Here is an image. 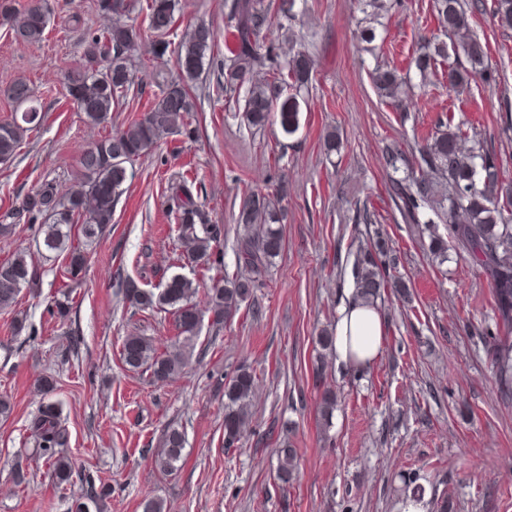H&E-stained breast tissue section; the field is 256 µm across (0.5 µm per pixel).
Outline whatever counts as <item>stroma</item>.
Instances as JSON below:
<instances>
[{
  "label": "stroma",
  "mask_w": 512,
  "mask_h": 512,
  "mask_svg": "<svg viewBox=\"0 0 512 512\" xmlns=\"http://www.w3.org/2000/svg\"><path fill=\"white\" fill-rule=\"evenodd\" d=\"M227 2L176 0L172 49L158 57L146 30L147 0H132L124 20L143 31L130 52L135 84L125 105L97 126L65 89V68L79 61L83 40L112 22L96 0H45L49 24L38 44L19 42L0 25V120L16 110L6 90L19 78L35 85L45 115L14 159L0 164V213L42 181L76 180L81 149L121 129L129 113L149 107L177 79L173 49L191 25L212 26L207 58L223 62ZM477 2L468 0L471 29L487 41L499 78L490 88L473 76L460 100L446 82L424 86L415 77L404 110L380 101L370 78L378 65L406 67L421 39L436 33L433 0H397L377 55L357 38V0H305L290 29L271 28L268 41L294 40L315 63L300 127L291 135L270 125L246 128L217 94L215 75L204 74L193 92L195 140L167 137L130 165L132 177L104 235L92 242L74 237L88 264L70 292L67 319L55 314L65 254L39 246L31 224L0 236V262L25 250L38 273L15 311H0V397L13 407L0 417V512H69L80 493V483L58 488L41 473L27 485L11 479L30 446V421L48 397L61 410L76 474L112 485L101 512H141L147 497L163 499L168 512H394L411 473L425 489L448 486L449 512H512V402L497 394L487 354L491 285L457 249H449L445 263L432 261L428 233L403 217L391 192L393 173L381 158L390 146L415 160L423 138L448 121L473 130L512 181V132L499 121L502 100L512 101V29L500 28ZM335 129L343 147L330 155L323 143ZM186 173L201 182L211 221L225 228L208 267L183 257L175 238L165 188ZM282 179L288 182L284 248L256 275L249 302L217 327L204 297H197L201 322L188 364L163 382L129 370L120 357L124 338L169 346L173 319L132 308L118 278L158 289L179 274L205 289L212 279L236 277L243 190L266 191ZM363 206L374 215L367 224L354 219ZM378 233L396 259L392 275L407 282L410 295L388 291L379 302L385 331L378 360L359 372L331 358L326 378L317 379L315 338L351 294L358 245ZM18 311L27 317L19 334L12 328ZM73 332L82 338L75 350ZM242 366L256 377L251 424L229 450L215 380ZM46 375L56 381L48 397L37 384ZM327 388L338 394L328 425L319 413ZM286 422L298 469L282 486L274 475ZM170 426L184 431L186 447L178 470L164 472L153 451Z\"/></svg>",
  "instance_id": "stroma-1"
}]
</instances>
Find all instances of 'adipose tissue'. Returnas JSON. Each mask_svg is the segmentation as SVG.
<instances>
[{"label": "adipose tissue", "mask_w": 512, "mask_h": 512, "mask_svg": "<svg viewBox=\"0 0 512 512\" xmlns=\"http://www.w3.org/2000/svg\"><path fill=\"white\" fill-rule=\"evenodd\" d=\"M384 324L377 308L352 301L340 310L334 328L337 362L369 367L380 355Z\"/></svg>", "instance_id": "adipose-tissue-1"}]
</instances>
